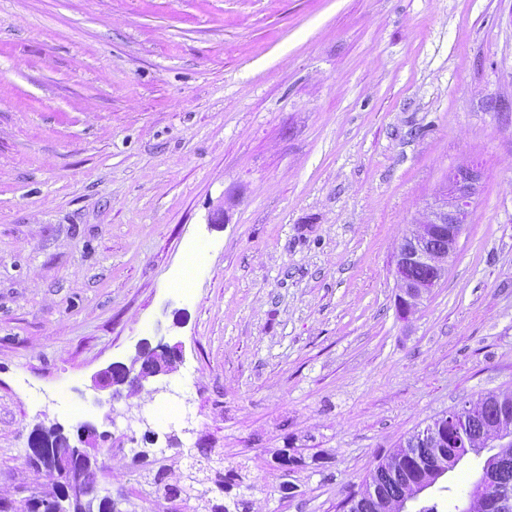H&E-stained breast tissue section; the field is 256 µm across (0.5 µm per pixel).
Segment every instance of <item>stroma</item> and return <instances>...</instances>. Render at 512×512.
Masks as SVG:
<instances>
[{
    "label": "stroma",
    "mask_w": 512,
    "mask_h": 512,
    "mask_svg": "<svg viewBox=\"0 0 512 512\" xmlns=\"http://www.w3.org/2000/svg\"><path fill=\"white\" fill-rule=\"evenodd\" d=\"M463 164L456 257L402 317L396 250ZM145 340L176 371L99 404ZM510 391L512 0H0V493L41 494L36 424L91 421L126 512H201L133 463L172 484L199 448L250 512H342ZM483 461L422 501L447 512Z\"/></svg>",
    "instance_id": "stroma-1"
}]
</instances>
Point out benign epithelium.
<instances>
[{
    "label": "benign epithelium",
    "mask_w": 512,
    "mask_h": 512,
    "mask_svg": "<svg viewBox=\"0 0 512 512\" xmlns=\"http://www.w3.org/2000/svg\"><path fill=\"white\" fill-rule=\"evenodd\" d=\"M479 174L462 167L450 177V187L439 192L433 202L427 204L420 217L411 225L409 233L399 245L394 263L397 287L403 293V314L416 310L424 296L431 293L439 281L448 273L449 261L457 251L458 241L464 226V216L477 191ZM439 232L448 233V250L435 251L430 246L431 239ZM416 265L431 266L435 277L418 281L409 276ZM157 357L150 366L112 364L98 372L93 379L94 388L119 393L117 387L128 385L141 388L144 383L160 375H168L176 370L175 351L166 344L156 349ZM111 434L100 432L91 423L85 424L77 439L67 448L46 445L29 451V461L51 476L62 490L61 502L53 505L52 512H84L86 498L84 488L75 481V474L97 463V450L109 441Z\"/></svg>",
    "instance_id": "7a95c632"
}]
</instances>
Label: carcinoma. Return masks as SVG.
Segmentation results:
<instances>
[{
  "mask_svg": "<svg viewBox=\"0 0 512 512\" xmlns=\"http://www.w3.org/2000/svg\"><path fill=\"white\" fill-rule=\"evenodd\" d=\"M463 410L464 417L452 411L441 429L417 432L386 455L361 490L350 498L348 512H398L402 501L415 496L420 486L435 484L468 454H481L488 443L499 439L507 422H512V392L480 396L468 401ZM190 459L192 462L179 476V482L164 486L165 497H172V492L185 486L205 502L208 512H232L243 505L234 500L228 506L210 496L214 488L206 486L209 477H200L212 469L210 449L201 448ZM483 465L491 466L494 483L481 493L473 487L466 491L461 506L465 512H500L499 500L512 499V445L497 449Z\"/></svg>",
  "mask_w": 512,
  "mask_h": 512,
  "instance_id": "carcinoma-1",
  "label": "carcinoma"
}]
</instances>
